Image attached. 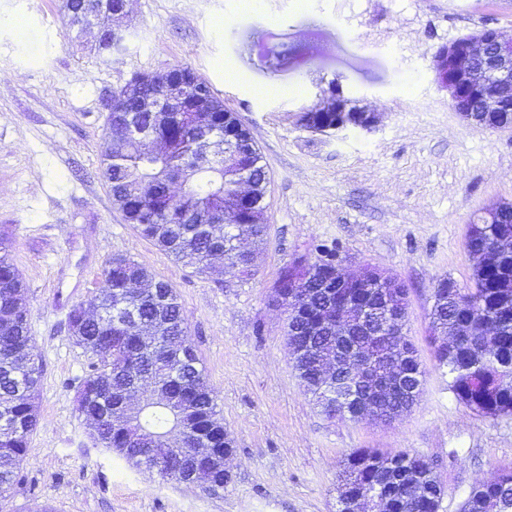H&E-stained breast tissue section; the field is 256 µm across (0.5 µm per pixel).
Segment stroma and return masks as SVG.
Listing matches in <instances>:
<instances>
[{"instance_id": "stroma-1", "label": "stroma", "mask_w": 512, "mask_h": 512, "mask_svg": "<svg viewBox=\"0 0 512 512\" xmlns=\"http://www.w3.org/2000/svg\"><path fill=\"white\" fill-rule=\"evenodd\" d=\"M133 35L102 62L74 48L60 0H0V235L26 286L42 364L38 424L11 512H337L345 456L409 449L436 461L438 512L512 470V416L460 404L427 312L439 279L472 287L465 241L481 210L512 202V131L463 123L432 68L483 25L512 33V0H131ZM188 67L250 131L268 171L267 242L253 276L192 273L143 238L99 174L104 100L133 74ZM343 96L370 131L319 134L302 112ZM336 246L348 272L406 285L423 392L384 425L327 418L308 395L276 302L283 269ZM175 289L233 446L208 492L105 448L77 410L90 360L67 327L112 256Z\"/></svg>"}]
</instances>
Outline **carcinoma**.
<instances>
[{"instance_id": "obj_1", "label": "carcinoma", "mask_w": 512, "mask_h": 512, "mask_svg": "<svg viewBox=\"0 0 512 512\" xmlns=\"http://www.w3.org/2000/svg\"><path fill=\"white\" fill-rule=\"evenodd\" d=\"M206 92L213 112L191 111L189 93L176 112L135 113L140 125L156 131L157 146L137 143L119 126H106L101 166L114 205L142 237L198 274L208 272L215 253L224 255V272L234 273L253 256L239 247L241 237L250 238L257 249L265 242L267 225L233 224L228 218L240 164L224 163V132L235 128L245 140L249 132L211 87ZM243 164L250 168L256 197H264L267 171L259 150L252 149ZM193 167L198 175L186 183L185 192L198 198L210 215L207 221L185 213L169 197L170 183ZM500 240L512 245L511 212L491 224H470L466 249L474 287L457 288L451 295L444 288L448 279L439 280L428 312L431 334L446 338L435 344V359L448 368L451 391L465 407L493 417L512 416V251L493 268L483 263V255ZM311 285L319 292L301 288L288 301L293 313L286 331L299 337L289 349L305 391L330 418L393 419L408 411L421 393L425 372L410 356L406 335L395 330L372 339L360 321L363 308L382 304L380 289L338 288L325 283L320 273ZM94 307L88 317H70L68 330L93 358L79 387L78 411L97 425L95 439L137 468L156 471L175 461V472L165 477L174 483L190 482L189 449L195 440L233 451L174 289L132 258L117 255L108 261ZM329 316L351 323L350 339L378 364L398 362L399 382L390 381L380 391L362 386L350 401L328 396L317 362L336 356V337L328 335L324 324ZM486 316L495 325L490 337L494 350L488 354L480 348ZM145 330L151 333L148 339ZM41 376L42 365L33 358L22 277L0 241V512L21 483L20 465L38 423ZM144 385L168 388L167 403L156 405L146 397L131 405ZM179 420L189 429L188 440L170 446L167 435ZM354 473L352 493L381 489L387 512H436L441 482L432 461L418 453L357 449L346 457L345 475ZM460 512H512V470L473 487Z\"/></svg>"}]
</instances>
